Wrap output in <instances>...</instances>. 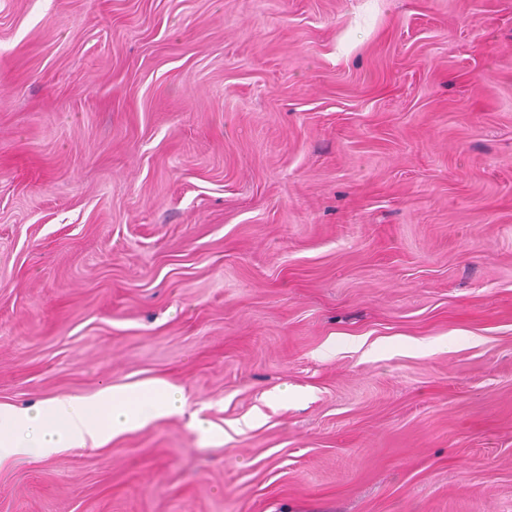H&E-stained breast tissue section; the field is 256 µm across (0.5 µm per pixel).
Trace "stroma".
<instances>
[{"label":"stroma","mask_w":512,"mask_h":512,"mask_svg":"<svg viewBox=\"0 0 512 512\" xmlns=\"http://www.w3.org/2000/svg\"><path fill=\"white\" fill-rule=\"evenodd\" d=\"M149 381L0 512H512V0H0V404Z\"/></svg>","instance_id":"stroma-1"}]
</instances>
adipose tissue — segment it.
<instances>
[{"label": "adipose tissue", "instance_id": "ef3b65f1", "mask_svg": "<svg viewBox=\"0 0 512 512\" xmlns=\"http://www.w3.org/2000/svg\"><path fill=\"white\" fill-rule=\"evenodd\" d=\"M184 405L182 394L159 382L106 385L89 399L62 395L24 408L0 404V467L67 448L100 447Z\"/></svg>", "mask_w": 512, "mask_h": 512}]
</instances>
